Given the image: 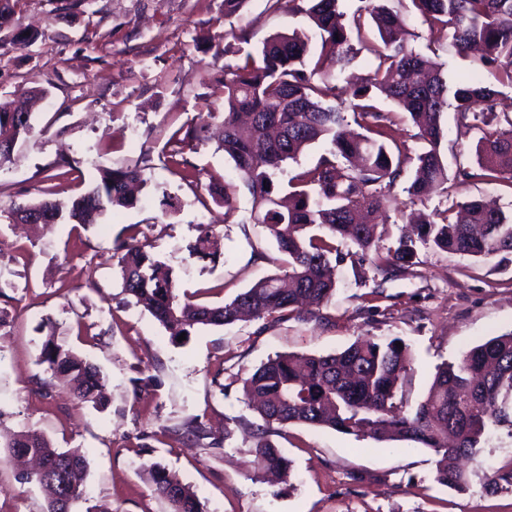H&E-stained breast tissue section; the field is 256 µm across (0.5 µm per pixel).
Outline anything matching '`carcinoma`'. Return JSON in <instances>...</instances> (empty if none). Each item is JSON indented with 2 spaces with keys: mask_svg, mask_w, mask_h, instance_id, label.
Masks as SVG:
<instances>
[{
  "mask_svg": "<svg viewBox=\"0 0 512 512\" xmlns=\"http://www.w3.org/2000/svg\"><path fill=\"white\" fill-rule=\"evenodd\" d=\"M306 14L320 36V53L307 64L311 38L305 33H278L267 39L256 55L248 54L224 67V119L217 147L234 162L252 197L251 219L262 224L280 253L288 256V287L281 278L259 280L231 301L218 306L180 299L172 270L144 248L126 245L120 258L124 291L176 338L190 335L196 326H223L244 316L277 319L300 316L328 303L336 291L330 255L344 260L335 240L353 243L361 256L376 247L371 217L381 211L404 166L417 162L406 188L410 200L448 183V169L440 146L445 138L443 114L454 101L458 125L482 132L478 168H461L463 181L512 183V118L507 127L494 110L496 91L489 86L452 84L436 60L409 46L401 15L384 5L365 8L376 26L381 44L373 47L377 64L366 84L353 91L354 122L364 133L351 137L343 130L345 106L336 86L321 78L322 60L332 58L340 69L354 60L352 36L362 38L363 15L342 22L339 0H306ZM428 26L430 41L448 40L465 56L479 47V64L493 70L496 82L512 87V0H411ZM377 90L418 128L426 144L413 157L405 149L393 153L396 122L391 112L372 103ZM29 99L0 101V166L10 161L20 137L32 130ZM201 124L181 128L170 137L167 163L188 172L184 149L208 132ZM329 145L313 167L296 177L298 189L279 196L275 176L287 161L297 160L312 145ZM342 158L347 165L336 162ZM141 168H103L99 178L71 201L68 210L44 198L17 211L24 221L35 214L47 221L91 224L107 208L133 205L132 184L144 186ZM209 190L232 209L238 186L212 180ZM418 239L440 251L464 257L491 258L512 253V215L472 200L451 202L444 209L414 221ZM212 229L206 227L190 246L200 260L214 259ZM413 240L402 238L394 249L374 259L377 270L388 273L413 265ZM41 363L54 375L70 378L79 401H103L104 378L91 363L73 356L50 336L42 345ZM411 370L406 345L397 340L360 338L336 353L312 355L298 363L290 354H277L242 379L248 404L271 425L303 423L379 442H414L437 457L434 480L464 492L472 472L454 466L461 457L475 458L477 448L500 427L512 430V329L467 351L459 362L437 369L426 397L416 409L403 410L398 393ZM10 455L31 457L39 468L26 479L48 492L46 512H56L57 496L69 492L72 504L84 500L85 457L77 450L55 448L41 433L19 432L8 441ZM266 470L284 476L290 462L262 439L257 445ZM154 492L167 500L171 512H203L199 498L158 464L149 468ZM512 486V467L485 476L482 488L494 493Z\"/></svg>",
  "mask_w": 512,
  "mask_h": 512,
  "instance_id": "cac0c4a2",
  "label": "carcinoma"
}]
</instances>
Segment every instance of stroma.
<instances>
[{
  "mask_svg": "<svg viewBox=\"0 0 512 512\" xmlns=\"http://www.w3.org/2000/svg\"><path fill=\"white\" fill-rule=\"evenodd\" d=\"M399 12L421 53L435 51L449 80H489L451 44L430 48L427 26L410 0H384ZM315 35L305 14L248 0L225 17L224 0H20L0 30V96L34 88L47 95L30 134L0 167V435L42 433L55 447L85 455L87 499L74 512H170L148 468L160 464L194 490L205 512H512V487L459 493L434 480V453L402 449L307 424L265 425L246 404L241 380L278 354L319 355L357 337L401 339L413 357L403 388L409 406L425 396L435 369L512 328V255L475 259L416 243L414 265L391 276L349 255L335 267L336 293L313 314L246 319L194 328L182 341L128 296L115 246H144L168 265L179 296L231 301L287 266L266 229L250 219L252 198L239 188L231 207L208 191L211 179L238 181L214 140L185 156L194 178L167 165L180 127L224 116V67L277 33ZM33 33L24 46L15 33ZM372 53L358 47L350 72L326 65L324 79L342 100L353 79L369 76ZM441 155L447 189L410 201L405 168L377 218L380 248L406 233L410 212L443 209L447 199L491 201L512 212V182L460 181L475 167L478 130L446 112ZM69 155L75 168L58 176ZM143 168L148 179L133 206L93 224H19L14 205L53 194L69 203L100 169ZM173 198L175 208L162 206ZM216 232V260L189 247L204 225ZM97 366L106 397L76 400L39 360L47 336ZM267 437L290 460V478L265 474L256 445ZM39 485L0 445V512H45Z\"/></svg>",
  "mask_w": 512,
  "mask_h": 512,
  "instance_id": "stroma-1",
  "label": "stroma"
}]
</instances>
